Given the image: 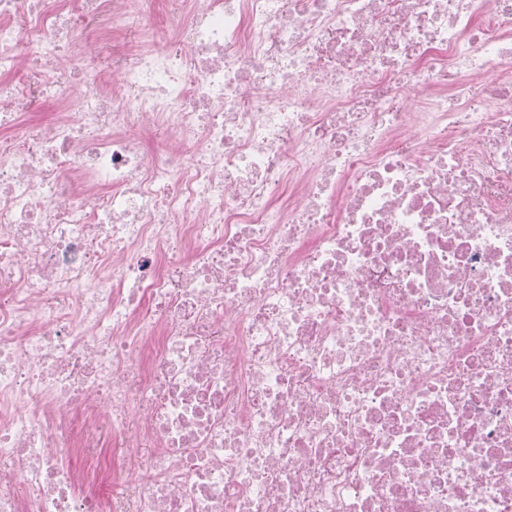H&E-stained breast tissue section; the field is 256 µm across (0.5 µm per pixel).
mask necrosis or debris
<instances>
[{
  "label": "necrosis or debris",
  "instance_id": "1",
  "mask_svg": "<svg viewBox=\"0 0 512 512\" xmlns=\"http://www.w3.org/2000/svg\"><path fill=\"white\" fill-rule=\"evenodd\" d=\"M0 512H512V0H0Z\"/></svg>",
  "mask_w": 512,
  "mask_h": 512
}]
</instances>
